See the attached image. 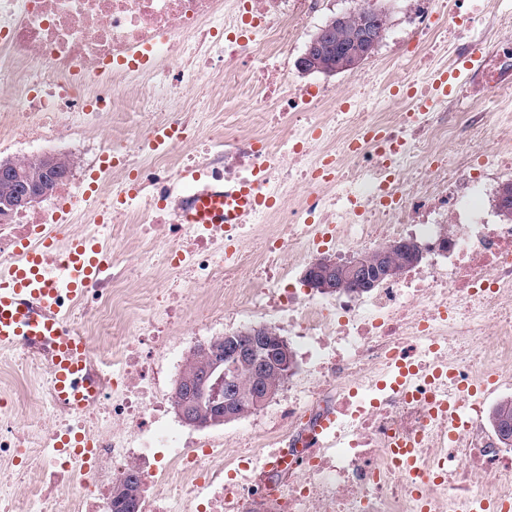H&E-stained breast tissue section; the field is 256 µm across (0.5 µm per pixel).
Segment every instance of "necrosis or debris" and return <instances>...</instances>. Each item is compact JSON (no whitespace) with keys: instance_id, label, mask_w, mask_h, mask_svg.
Returning <instances> with one entry per match:
<instances>
[{"instance_id":"obj_1","label":"necrosis or debris","mask_w":512,"mask_h":512,"mask_svg":"<svg viewBox=\"0 0 512 512\" xmlns=\"http://www.w3.org/2000/svg\"><path fill=\"white\" fill-rule=\"evenodd\" d=\"M413 74L448 38L482 43L479 21L448 29L443 0H407ZM321 0H0V145L106 125L110 157L76 209L77 170L54 202L0 215V271L22 248L62 267L77 220L103 241L100 271L67 301L68 327L91 346L97 394L81 412L58 407L46 362L12 351L34 388L26 403L0 381V512H108L129 465L149 493L143 512H478L512 493V450L484 431L485 404L468 402L456 440L434 404L459 384L512 377V221L489 222L494 170L512 172V7L494 11L505 36L465 91L473 106L420 109L428 85L372 98L370 77L348 98L284 84L282 64ZM209 76L208 92L187 91ZM495 125L491 151L452 155L461 132ZM192 165L225 187L259 185L269 206L232 232L176 223L170 181ZM141 247L128 259V227ZM410 237L430 256L400 280L357 297L298 289L293 270L321 251L346 255ZM164 266L182 288L131 293ZM223 283L212 311L283 312L307 358L310 384L232 455L160 433L171 404L150 359L170 343L192 295ZM82 435L88 448L57 447ZM412 442L414 467L396 459Z\"/></svg>"}]
</instances>
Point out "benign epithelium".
Instances as JSON below:
<instances>
[{"label": "benign epithelium", "mask_w": 512, "mask_h": 512, "mask_svg": "<svg viewBox=\"0 0 512 512\" xmlns=\"http://www.w3.org/2000/svg\"><path fill=\"white\" fill-rule=\"evenodd\" d=\"M334 19L328 25L319 28L318 35L307 44L299 61L302 70L308 68L313 58L322 50L320 36L333 31ZM15 166L0 164V181L12 186V190L0 197L1 211H23L46 200L51 194L50 181L38 175L25 178L14 184ZM385 269V255H380L373 268L364 270L363 264L356 260L336 261L323 259L316 262L307 271V276L316 288L325 292H334L350 284L355 288H368L373 279L382 276ZM224 350V370L220 373L213 369L198 375L187 383L175 385L177 396L176 413L180 420L193 428L205 429L216 422H234L246 411L262 408L273 397V378L288 377L293 371L292 359L288 357V343L279 339L274 347L267 341L264 327H255L244 336L216 337L197 345L196 353L207 355ZM249 369V390L241 393L237 373L241 366ZM210 400L219 415L211 417L199 410L204 400Z\"/></svg>", "instance_id": "1"}]
</instances>
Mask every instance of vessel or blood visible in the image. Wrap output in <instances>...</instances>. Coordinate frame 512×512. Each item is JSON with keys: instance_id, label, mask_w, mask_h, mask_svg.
I'll use <instances>...</instances> for the list:
<instances>
[{"instance_id": "obj_1", "label": "vessel or blood", "mask_w": 512, "mask_h": 512, "mask_svg": "<svg viewBox=\"0 0 512 512\" xmlns=\"http://www.w3.org/2000/svg\"><path fill=\"white\" fill-rule=\"evenodd\" d=\"M262 192L252 185L236 190L216 186L188 196L181 223L233 224L241 212L252 209ZM94 250L71 243L68 265L60 277L43 270L37 253L0 275V349L24 343L39 345L46 353L51 382L59 399L71 409H82L94 387L85 372L90 356L87 341L63 324L64 294L78 295L93 273Z\"/></svg>"}]
</instances>
